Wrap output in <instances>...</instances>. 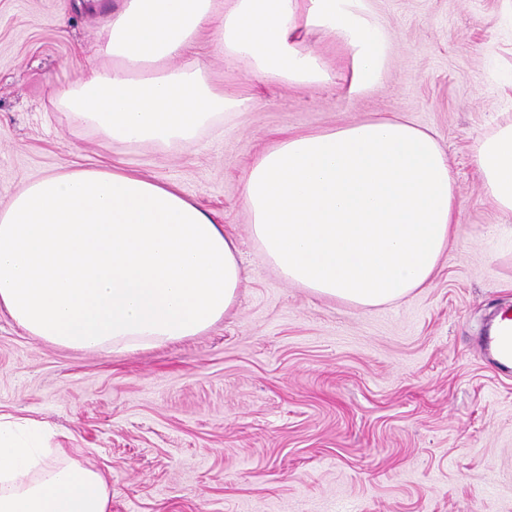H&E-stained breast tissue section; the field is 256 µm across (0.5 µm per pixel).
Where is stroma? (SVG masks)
Wrapping results in <instances>:
<instances>
[{
	"label": "stroma",
	"instance_id": "35a3bbf8",
	"mask_svg": "<svg viewBox=\"0 0 512 512\" xmlns=\"http://www.w3.org/2000/svg\"><path fill=\"white\" fill-rule=\"evenodd\" d=\"M73 0H0V202L63 166L121 158L178 186L238 242L244 280L205 332L117 354L58 347L0 310V414L54 428L101 470L112 512H512V368L481 349L512 308V214L486 200L478 139L512 118V0H358L387 45L377 85L306 38L336 73L251 78L198 35L206 78L249 97L193 145L106 148L52 104L103 65V14ZM399 116L433 131L462 202L430 286L364 310L285 283L239 204L243 175L285 132Z\"/></svg>",
	"mask_w": 512,
	"mask_h": 512
}]
</instances>
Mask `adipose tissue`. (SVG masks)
I'll list each match as a JSON object with an SVG mask.
<instances>
[{"label":"adipose tissue","instance_id":"obj_1","mask_svg":"<svg viewBox=\"0 0 512 512\" xmlns=\"http://www.w3.org/2000/svg\"><path fill=\"white\" fill-rule=\"evenodd\" d=\"M210 26L216 49L259 80L333 81L301 40L321 29L350 47L352 89L383 70L385 42L353 0H120L96 44L108 65L56 89L55 105L116 147L193 144L248 104L191 58ZM177 57L185 65L170 68ZM474 163L487 201L512 213V120L477 141ZM239 203L283 281L363 309L431 284L461 208L435 133L399 117L281 136L246 171ZM237 255L176 185L119 162L66 166L0 203V310L63 347L161 345L223 318L242 283ZM50 439L0 415V512H111L103 473Z\"/></svg>","mask_w":512,"mask_h":512}]
</instances>
